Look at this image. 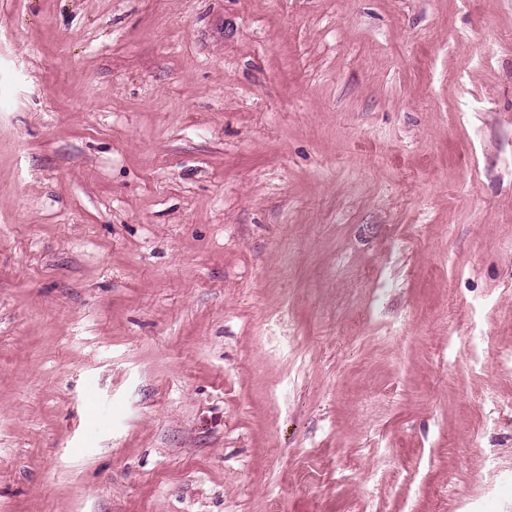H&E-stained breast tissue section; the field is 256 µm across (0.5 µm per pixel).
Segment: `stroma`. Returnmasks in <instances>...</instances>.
<instances>
[{
	"instance_id": "stroma-1",
	"label": "stroma",
	"mask_w": 512,
	"mask_h": 512,
	"mask_svg": "<svg viewBox=\"0 0 512 512\" xmlns=\"http://www.w3.org/2000/svg\"><path fill=\"white\" fill-rule=\"evenodd\" d=\"M0 512H512V0H0Z\"/></svg>"
}]
</instances>
